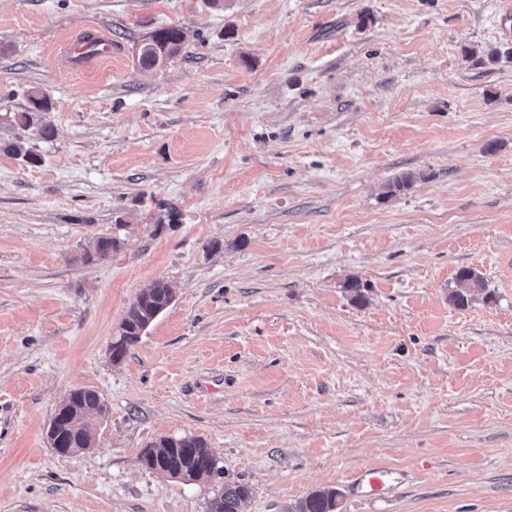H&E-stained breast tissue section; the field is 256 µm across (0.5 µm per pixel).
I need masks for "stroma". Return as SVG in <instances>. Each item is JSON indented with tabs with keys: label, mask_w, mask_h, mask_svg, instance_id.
Returning a JSON list of instances; mask_svg holds the SVG:
<instances>
[{
	"label": "stroma",
	"mask_w": 512,
	"mask_h": 512,
	"mask_svg": "<svg viewBox=\"0 0 512 512\" xmlns=\"http://www.w3.org/2000/svg\"><path fill=\"white\" fill-rule=\"evenodd\" d=\"M502 0H0V512H512V17ZM181 54L136 63L152 31ZM96 29L110 57L73 71ZM500 50L499 60L487 59ZM420 178L388 195L401 173ZM176 206L177 225L157 223ZM119 246L81 256L99 238ZM486 289L448 300L459 269ZM175 301L121 361L155 281ZM357 281L358 292L347 288ZM103 398L91 448L46 431ZM203 438L224 473L141 466ZM393 470L385 497L359 471ZM183 43L184 33L180 28L156 29L140 43L137 62L145 70L158 68L161 59L166 63L177 56L183 49ZM30 106L21 112L6 113L7 121L21 131L36 128L43 140H51L54 137V127L45 118L47 112L51 111V104L48 98L37 92L29 96ZM169 282L163 280L143 291L124 317L117 336L113 337L111 351L121 359L136 344L151 322L168 306ZM250 493L246 484L225 481L224 492L210 502L207 512H241L242 503ZM340 497L335 488L318 489L297 500L285 512H336Z\"/></svg>",
	"instance_id": "obj_1"
}]
</instances>
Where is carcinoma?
Masks as SVG:
<instances>
[{
	"instance_id": "1",
	"label": "carcinoma",
	"mask_w": 512,
	"mask_h": 512,
	"mask_svg": "<svg viewBox=\"0 0 512 512\" xmlns=\"http://www.w3.org/2000/svg\"><path fill=\"white\" fill-rule=\"evenodd\" d=\"M183 43L184 33L180 28L156 29L140 43L137 62L145 70L155 69L160 60L168 61L177 56L183 49ZM29 102L30 106L23 111L6 114L7 121L22 131L35 128L42 139H52L55 130L46 120L47 112L51 111L48 98L34 92L29 96ZM0 151L28 163L40 161L39 155L27 147L20 136L12 141L0 142ZM416 179L417 175L413 172L401 174L389 186L387 195L411 189ZM117 246V240L102 237L97 242L95 252L85 254L83 259L88 262L102 260ZM456 284L457 288L450 293L449 299L457 307L467 305L474 293L485 289L483 276L469 268L459 270ZM170 287V283L159 280L137 297L124 317L117 336L113 337L111 351L114 354L124 357L151 322L167 308ZM68 400L69 419L60 429L63 447L75 450L88 448L94 440L92 420L106 411L105 403L96 391L85 388L69 394ZM138 461L149 470L186 482L222 471L206 442L195 436L161 437L141 451ZM250 493L247 485L226 481L224 492L210 502L208 512H241L242 503ZM340 497L341 493L335 488L318 489L289 506L286 512H336Z\"/></svg>"
}]
</instances>
